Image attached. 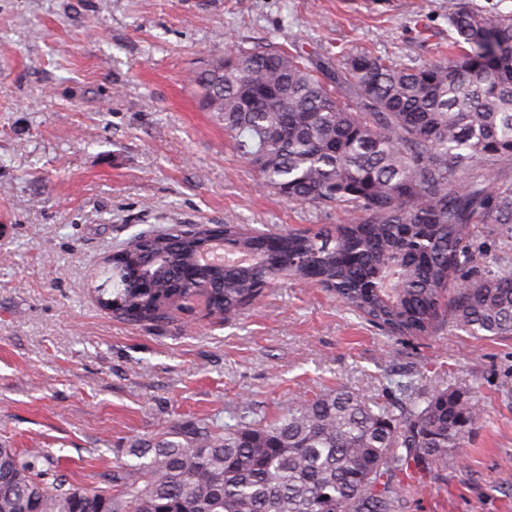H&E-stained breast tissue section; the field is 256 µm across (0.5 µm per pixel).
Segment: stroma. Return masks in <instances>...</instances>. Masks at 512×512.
<instances>
[{"label": "stroma", "mask_w": 512, "mask_h": 512, "mask_svg": "<svg viewBox=\"0 0 512 512\" xmlns=\"http://www.w3.org/2000/svg\"><path fill=\"white\" fill-rule=\"evenodd\" d=\"M512 0H0V442L88 485L133 442L181 423L274 419L342 389L405 404L478 397L459 454L404 492L402 512H512V336L445 316L393 336L297 278L230 321L194 302L128 322L98 305L95 272L134 234L234 221L282 233L344 223L291 203L232 147L188 78L228 47L310 58L368 48L436 57L459 6ZM472 274L512 268V224L472 228Z\"/></svg>", "instance_id": "stroma-1"}]
</instances>
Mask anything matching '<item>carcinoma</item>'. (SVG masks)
Here are the masks:
<instances>
[{"instance_id": "obj_1", "label": "carcinoma", "mask_w": 512, "mask_h": 512, "mask_svg": "<svg viewBox=\"0 0 512 512\" xmlns=\"http://www.w3.org/2000/svg\"><path fill=\"white\" fill-rule=\"evenodd\" d=\"M448 57L409 66L367 49L308 64L298 51L238 49L193 82L244 159L290 202L336 206L334 227L264 235L224 225L245 263L200 264L206 228L134 236L99 271V305L172 318L206 297L230 319L273 281L323 288L382 331L421 336L447 308L472 336H512V269L474 263L471 227L512 224V12L460 7ZM196 266L198 279L174 287ZM150 284L141 287L140 281ZM479 401L448 388L399 410L348 391L301 399L224 432L192 422L130 449L91 485L68 483L41 451L0 443V512H397L399 484L448 465Z\"/></svg>"}]
</instances>
